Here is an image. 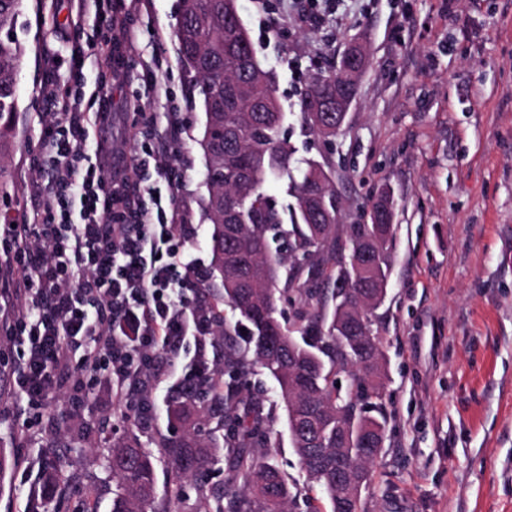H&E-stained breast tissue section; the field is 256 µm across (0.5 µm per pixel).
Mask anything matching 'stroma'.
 <instances>
[{"instance_id": "35a3bbf8", "label": "stroma", "mask_w": 512, "mask_h": 512, "mask_svg": "<svg viewBox=\"0 0 512 512\" xmlns=\"http://www.w3.org/2000/svg\"><path fill=\"white\" fill-rule=\"evenodd\" d=\"M282 0H235L257 59L273 73L297 160L329 172L341 202L337 225L369 223L382 191L394 200L386 255V297L373 329L386 357L382 399L370 415L388 419L385 448L372 466L362 512H512V0H334L322 27L303 21ZM182 0H153L140 29L165 32V78L184 100L178 125L142 83L99 86L86 65L88 91L112 99V117L89 130L88 147L124 144L109 169L129 163L136 130L127 114L138 97L154 114L171 159L186 170L180 204L200 214L207 194L197 144L204 114L191 106L192 76L179 61L176 30ZM17 34L26 50L18 74L20 110L11 159V195L0 208L29 216L38 205L30 161L40 149L43 56H67L76 32L50 0H24ZM369 57L356 98L336 137L309 132L300 95L310 76L351 43ZM299 75H292L289 62ZM169 376L155 393L151 418H126L105 392L77 409L53 394L29 407L0 391V446L15 466L0 484V512H48L38 488L52 468L65 469L64 512H112V477L104 450L136 434L146 450L181 433ZM27 432L17 445L14 436ZM156 506L201 512L206 493L224 490V457L201 478L178 480L155 464ZM178 500H171L173 485Z\"/></svg>"}]
</instances>
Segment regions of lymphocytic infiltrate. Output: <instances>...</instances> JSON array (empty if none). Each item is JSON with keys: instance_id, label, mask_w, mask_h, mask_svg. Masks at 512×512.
Masks as SVG:
<instances>
[{"instance_id": "f902f5d3", "label": "lymphocytic infiltrate", "mask_w": 512, "mask_h": 512, "mask_svg": "<svg viewBox=\"0 0 512 512\" xmlns=\"http://www.w3.org/2000/svg\"><path fill=\"white\" fill-rule=\"evenodd\" d=\"M77 2L76 29L89 24L99 35L75 45L67 89L51 79L41 87L51 116L32 165L40 206L31 221L0 224L9 253L0 258V324L21 345L13 388L29 403L59 390L72 404L98 386L145 422L162 382L157 351L193 346L182 386L190 394L213 383V315L192 295L204 267L188 249L192 216L177 202L184 170L167 162L140 100L127 104L140 134L131 164L110 175L86 162L88 129L102 117L85 103L87 62L173 97L158 53L131 66L119 57L139 44L133 21L151 0Z\"/></svg>"}]
</instances>
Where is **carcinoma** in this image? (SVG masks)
I'll use <instances>...</instances> for the list:
<instances>
[{
    "label": "carcinoma",
    "mask_w": 512,
    "mask_h": 512,
    "mask_svg": "<svg viewBox=\"0 0 512 512\" xmlns=\"http://www.w3.org/2000/svg\"><path fill=\"white\" fill-rule=\"evenodd\" d=\"M233 0H183L176 32L183 65L192 73L204 124L198 143L203 151L208 197L203 220L212 225L211 266L222 293L209 280L196 283L208 299L216 322L214 335L224 343L223 393L191 398L174 415L185 434L160 438L156 447L181 475L195 476L214 461L215 447L201 439L200 424L224 432L225 461L238 487L205 499L204 512H287L298 492L267 457L259 454L271 433L272 414L262 400L242 394L255 371L276 383V406L286 413L290 441L305 484L331 505L344 496L357 507L362 489L336 482V471L350 468L372 479L371 465L382 453L385 416L365 415V401L382 397L385 356L372 329L373 312L382 304L389 282L385 261L392 238L390 217L379 223L353 224L345 238L336 236V190L324 166L305 161L297 169L283 136L284 112L269 72L253 49L241 46L242 31L227 20ZM23 0H0V195L7 193L8 160L19 108L17 71L25 47L17 38ZM348 84L337 66L314 74L301 99L308 128L334 136L338 127L316 126L321 92L328 99ZM271 178L287 182L294 202L278 207L266 194ZM286 242L271 249L270 239ZM296 308L295 323L283 324L278 306ZM229 307L233 317L224 315ZM300 333L297 340L294 333ZM352 369L356 393L336 387V373ZM155 456L135 436L106 450L116 490L112 512H158ZM60 470L41 489L47 503L60 504Z\"/></svg>",
    "instance_id": "obj_1"
}]
</instances>
